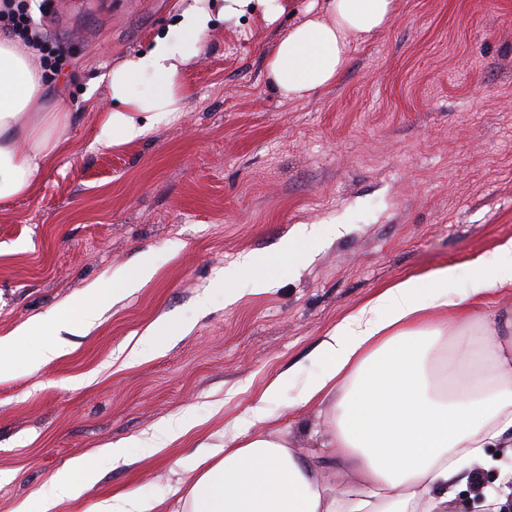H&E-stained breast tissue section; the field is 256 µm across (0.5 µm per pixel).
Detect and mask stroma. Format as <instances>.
Returning <instances> with one entry per match:
<instances>
[{
    "instance_id": "stroma-1",
    "label": "stroma",
    "mask_w": 512,
    "mask_h": 512,
    "mask_svg": "<svg viewBox=\"0 0 512 512\" xmlns=\"http://www.w3.org/2000/svg\"><path fill=\"white\" fill-rule=\"evenodd\" d=\"M305 2L287 0L272 26L213 21L184 72L185 111L112 148L96 141L106 76L177 25L183 0L31 9L66 51L47 95L70 121L32 192L0 203V336L140 262L154 275L91 328L62 331L53 362H37L44 337L23 341L0 377V512H43L60 470L116 443L126 460L103 461L94 486L55 512L126 491L180 512L174 490L194 449L233 428L280 433L331 486H351L325 446L322 407L295 402L321 371L313 349L383 288L448 264L468 279L474 258L512 238V0H396L391 25L354 47L334 85L290 102L268 86L266 57ZM305 224L340 231L308 242ZM291 239L295 261L276 259ZM247 253L271 256L265 288L225 295V269ZM177 419L184 436L136 447Z\"/></svg>"
}]
</instances>
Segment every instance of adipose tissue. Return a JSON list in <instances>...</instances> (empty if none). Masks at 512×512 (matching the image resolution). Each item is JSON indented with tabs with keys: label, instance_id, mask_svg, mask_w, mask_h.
<instances>
[{
	"label": "adipose tissue",
	"instance_id": "1",
	"mask_svg": "<svg viewBox=\"0 0 512 512\" xmlns=\"http://www.w3.org/2000/svg\"><path fill=\"white\" fill-rule=\"evenodd\" d=\"M394 0H309L268 54L267 82L300 101L331 86L353 44L387 29ZM209 5L193 0L174 34L130 55L107 75L112 108L99 115V143L147 137L185 108L182 75L204 52ZM43 72L17 41L0 38V202L27 195L62 143L70 114L46 109ZM459 268L445 265L385 288L317 344L320 374L297 395L327 405L328 446L355 476L343 493L274 434L235 435L193 454L186 512H446L457 491L477 487L485 505L507 499L482 484L495 451L512 446L511 314H484L492 293L512 288V239ZM461 316L476 328L457 329ZM447 349L446 361L436 352ZM63 469L45 503L52 512L97 480Z\"/></svg>",
	"mask_w": 512,
	"mask_h": 512
}]
</instances>
